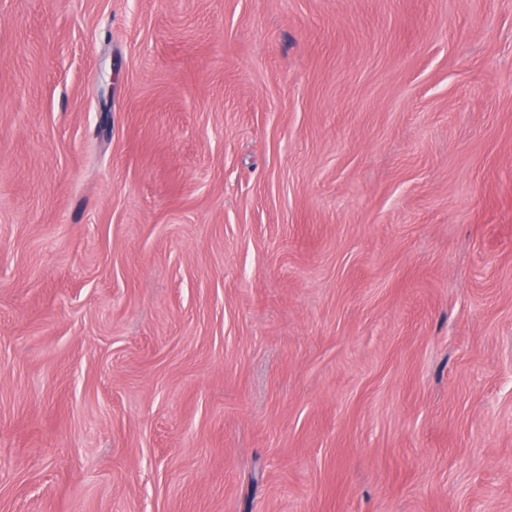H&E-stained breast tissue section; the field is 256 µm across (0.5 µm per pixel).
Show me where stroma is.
<instances>
[{
	"label": "stroma",
	"mask_w": 512,
	"mask_h": 512,
	"mask_svg": "<svg viewBox=\"0 0 512 512\" xmlns=\"http://www.w3.org/2000/svg\"><path fill=\"white\" fill-rule=\"evenodd\" d=\"M0 512H512V0H0Z\"/></svg>",
	"instance_id": "obj_1"
}]
</instances>
